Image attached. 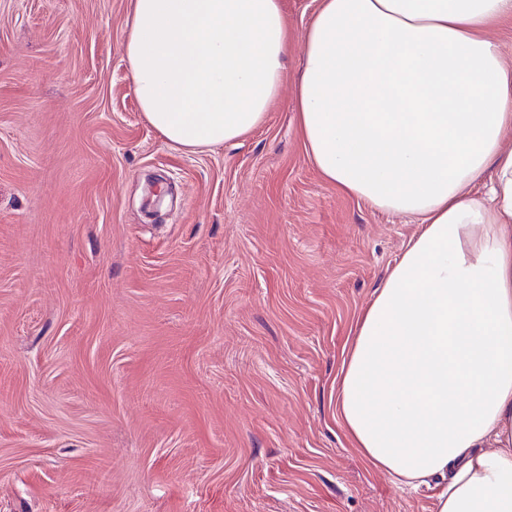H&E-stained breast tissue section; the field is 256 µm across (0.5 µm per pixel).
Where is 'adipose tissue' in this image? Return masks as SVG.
Masks as SVG:
<instances>
[{"label":"adipose tissue","instance_id":"adipose-tissue-1","mask_svg":"<svg viewBox=\"0 0 512 512\" xmlns=\"http://www.w3.org/2000/svg\"><path fill=\"white\" fill-rule=\"evenodd\" d=\"M512 0H319L295 112L342 195L418 232L336 377L349 445L434 512H512ZM282 0H130L147 123L197 152L259 127L285 78ZM485 191L475 186L484 173Z\"/></svg>","mask_w":512,"mask_h":512}]
</instances>
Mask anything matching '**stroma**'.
<instances>
[{
  "instance_id": "stroma-1",
  "label": "stroma",
  "mask_w": 512,
  "mask_h": 512,
  "mask_svg": "<svg viewBox=\"0 0 512 512\" xmlns=\"http://www.w3.org/2000/svg\"><path fill=\"white\" fill-rule=\"evenodd\" d=\"M264 123L203 152L145 121L129 0H0V512H434L336 422L356 314L417 230L297 131L315 0H284Z\"/></svg>"
}]
</instances>
